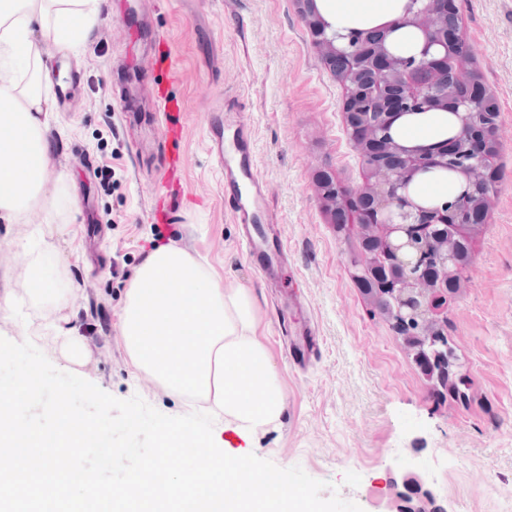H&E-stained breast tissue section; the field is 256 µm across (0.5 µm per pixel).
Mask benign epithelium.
<instances>
[{"instance_id":"obj_1","label":"benign epithelium","mask_w":512,"mask_h":512,"mask_svg":"<svg viewBox=\"0 0 512 512\" xmlns=\"http://www.w3.org/2000/svg\"><path fill=\"white\" fill-rule=\"evenodd\" d=\"M299 2L314 46L344 86L348 133L366 167L365 181L351 191L361 251L350 265L368 282L363 296L417 359L426 343L446 335L448 304L492 205L496 105L479 76L462 80L473 51L451 23L454 0H407L397 23L361 30L354 44L309 0ZM402 26L420 34L410 56L395 49L393 34ZM428 111L452 114V140L405 142L397 134L402 120ZM448 168L463 187L452 206L414 197L418 184ZM315 184L334 224L346 223L335 174L323 171ZM390 486L394 512H445L410 471Z\"/></svg>"}]
</instances>
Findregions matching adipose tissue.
Returning <instances> with one entry per match:
<instances>
[{"instance_id":"obj_1","label":"adipose tissue","mask_w":512,"mask_h":512,"mask_svg":"<svg viewBox=\"0 0 512 512\" xmlns=\"http://www.w3.org/2000/svg\"><path fill=\"white\" fill-rule=\"evenodd\" d=\"M406 0H319L336 28L368 29L398 19ZM101 18V0H0V212L16 220L42 204L48 186L67 189L70 177L55 169L46 140L50 116L42 86L44 56L85 42ZM50 249L31 253L23 286L6 307H27L45 319L74 303Z\"/></svg>"}]
</instances>
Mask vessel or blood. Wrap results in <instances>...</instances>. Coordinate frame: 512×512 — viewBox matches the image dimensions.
Masks as SVG:
<instances>
[{"label": "vessel or blood", "mask_w": 512, "mask_h": 512, "mask_svg": "<svg viewBox=\"0 0 512 512\" xmlns=\"http://www.w3.org/2000/svg\"><path fill=\"white\" fill-rule=\"evenodd\" d=\"M82 85L79 74H71L63 83L53 86L54 99L65 108ZM158 126L166 142L179 139L178 117L182 107L178 100L158 94ZM253 131L246 120L214 117L207 130V154L213 168L224 177V207L234 223L243 227L241 243L252 268L262 277L271 278L282 271L279 257L288 249L282 238L268 236L265 226L272 217L266 210V184L260 178L252 149ZM317 352L315 337L293 336L288 354L293 365L309 362Z\"/></svg>", "instance_id": "vessel-or-blood-1"}]
</instances>
